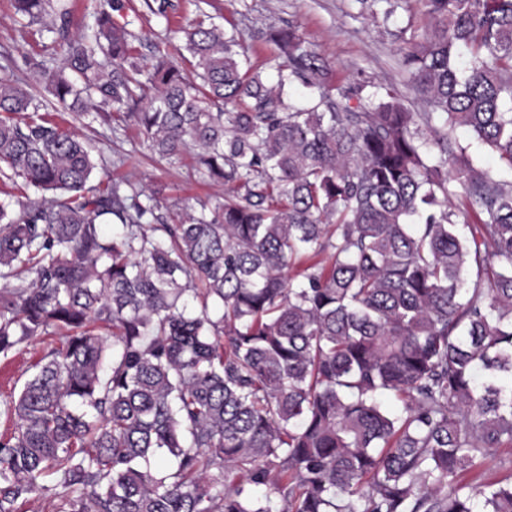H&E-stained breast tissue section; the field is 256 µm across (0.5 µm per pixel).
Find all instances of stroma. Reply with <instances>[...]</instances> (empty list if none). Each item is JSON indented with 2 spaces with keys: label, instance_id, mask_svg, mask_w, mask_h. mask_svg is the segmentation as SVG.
Here are the masks:
<instances>
[{
  "label": "stroma",
  "instance_id": "obj_1",
  "mask_svg": "<svg viewBox=\"0 0 512 512\" xmlns=\"http://www.w3.org/2000/svg\"><path fill=\"white\" fill-rule=\"evenodd\" d=\"M167 16L153 14L145 0H130L126 15L134 34L132 44L145 58L164 53L175 58L186 74H193L190 56L177 28L181 21L198 12L222 17L225 28L244 36V46L254 71L267 72L276 47L267 40L270 29L294 25L303 38L333 67L337 78L362 72L376 80L397 86L408 107L421 111V104L402 75L398 48L403 40L422 39L431 22L422 0H405L395 21L381 28L367 19L351 16L349 0H172ZM40 62L61 69L62 54L56 52L53 36L43 22L15 15L11 0H0V74L26 81L30 66ZM53 120L89 136L94 156L103 159L112 180H131L161 189V215L168 223L181 219L186 208L215 207L224 201V187L204 182L196 171L193 154L186 153L166 162L149 148L138 128L121 121L88 125L86 118L60 105L49 106ZM50 343L37 339L22 347L11 359L0 360V398L19 391L33 372L34 363Z\"/></svg>",
  "mask_w": 512,
  "mask_h": 512
}]
</instances>
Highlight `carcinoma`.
Wrapping results in <instances>:
<instances>
[{
	"label": "carcinoma",
	"instance_id": "1",
	"mask_svg": "<svg viewBox=\"0 0 512 512\" xmlns=\"http://www.w3.org/2000/svg\"><path fill=\"white\" fill-rule=\"evenodd\" d=\"M424 6L401 55L423 112L293 26L263 77L240 32L187 22L197 83L107 12L88 42L58 27L83 79L40 67L58 104L224 182L178 224L0 76V175L37 194L0 202V358L55 341L0 402V512H512V475L462 480L512 447V182L457 136L512 170V0ZM459 137L463 146H468V155L472 157L476 166L491 170L505 181H512V173L503 167L494 155L481 147L468 133L460 131Z\"/></svg>",
	"mask_w": 512,
	"mask_h": 512
}]
</instances>
